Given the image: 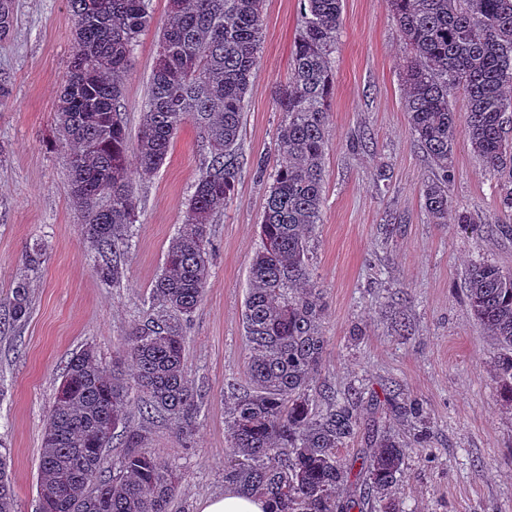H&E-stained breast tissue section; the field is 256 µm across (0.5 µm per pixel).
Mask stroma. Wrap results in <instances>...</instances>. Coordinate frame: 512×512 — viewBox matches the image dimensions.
Here are the masks:
<instances>
[{
    "label": "stroma",
    "instance_id": "stroma-1",
    "mask_svg": "<svg viewBox=\"0 0 512 512\" xmlns=\"http://www.w3.org/2000/svg\"><path fill=\"white\" fill-rule=\"evenodd\" d=\"M150 8L153 21L123 81L133 138L169 0H150ZM15 9L17 22L0 41V72L11 77L0 101V310L27 247L43 242L47 259L31 282L27 322L0 329V450L10 456L16 512H36L41 433L63 368L88 345L111 362L133 322L150 311L152 285L200 171L202 139L194 124L183 125L159 170L134 176L132 253L119 284L100 282L69 194L68 150L54 129L75 46L72 15L67 0H15ZM301 24L300 0H265L241 133L246 165L210 226L211 272L185 336V370L202 398L194 432L182 440L166 418L129 409L148 447L181 474L176 512H198L202 499L225 489L224 417L232 391L249 386L243 311L283 119L276 96L291 77ZM404 56L388 0H343L325 203L309 243L327 339L313 384L363 393L360 428L342 458H356L386 434L408 441L407 476L394 493L406 512H512V404L493 371L495 342L465 293L474 260L512 271V240L496 230L512 224V214L500 205L498 177L460 135L448 200L474 221L429 223L422 190L437 171L403 110ZM359 137L367 146L353 149ZM389 391L422 403L426 442L415 443L409 423L385 413Z\"/></svg>",
    "mask_w": 512,
    "mask_h": 512
}]
</instances>
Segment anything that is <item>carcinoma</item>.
Instances as JSON below:
<instances>
[{
	"instance_id": "carcinoma-1",
	"label": "carcinoma",
	"mask_w": 512,
	"mask_h": 512,
	"mask_svg": "<svg viewBox=\"0 0 512 512\" xmlns=\"http://www.w3.org/2000/svg\"><path fill=\"white\" fill-rule=\"evenodd\" d=\"M149 0H68L75 50L57 104L56 134L69 147L70 195L83 214L82 232L95 250L96 276L121 281L132 248L138 204L128 153L142 173L165 162L187 122L202 134L203 158L184 220L151 289L161 310L138 322L112 366L92 346L74 353L43 428L37 472L39 512H172L179 477L146 447L128 423L141 402L189 436L199 395L185 370V326L210 274V224L241 176L242 110L258 66L263 0H169L143 107L140 134L129 147L121 112L122 79L142 32ZM407 52L402 80L412 135L439 172L424 185V208L448 223V183L458 127L485 168L503 179L501 205L512 210V0H389ZM303 26L292 54V77L278 94L284 119L277 134L282 161L272 175L259 224L260 250L249 270L243 323L251 388L225 418L224 482L259 495L270 512H404L390 505L404 474L405 449L390 436L369 448L355 474L339 455L357 433L354 397L325 391L318 409L310 381L322 368V291L313 278L309 240L321 222L327 103L342 0H301ZM15 23L14 0H0V41ZM467 98L464 118L453 97ZM39 242L26 250V273L14 278L3 320L30 317V281L44 262ZM473 315L497 341L494 367L512 403V272L471 265L465 281ZM391 409L419 418L395 397ZM126 449L116 475L102 460ZM0 512H15L8 463L0 456Z\"/></svg>"
}]
</instances>
